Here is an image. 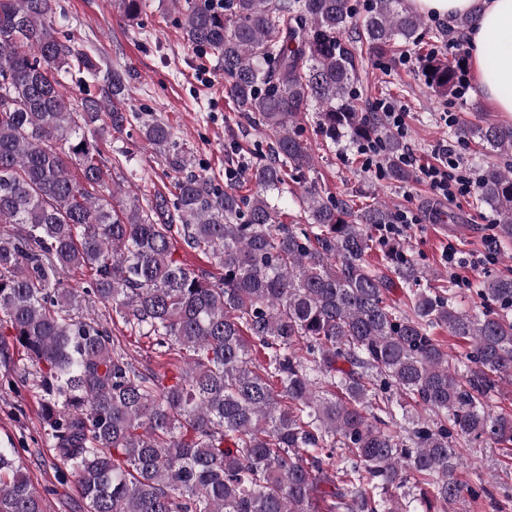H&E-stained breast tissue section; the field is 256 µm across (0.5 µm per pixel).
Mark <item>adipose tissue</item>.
I'll list each match as a JSON object with an SVG mask.
<instances>
[{
	"label": "adipose tissue",
	"instance_id": "obj_1",
	"mask_svg": "<svg viewBox=\"0 0 512 512\" xmlns=\"http://www.w3.org/2000/svg\"><path fill=\"white\" fill-rule=\"evenodd\" d=\"M421 14L451 20L473 16L468 30L472 70L500 112L512 114V0H410Z\"/></svg>",
	"mask_w": 512,
	"mask_h": 512
}]
</instances>
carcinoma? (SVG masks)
Instances as JSON below:
<instances>
[{
  "mask_svg": "<svg viewBox=\"0 0 512 512\" xmlns=\"http://www.w3.org/2000/svg\"><path fill=\"white\" fill-rule=\"evenodd\" d=\"M118 7L136 19L149 3ZM181 16L188 44L221 59L245 120L269 133L245 194L191 171L168 123L129 111V71L75 35L59 0H0V224L12 225L0 232V360L13 345L35 367L45 435L87 512H448L486 492L479 474L459 479V445L512 447V415L491 406L512 376V276L483 282L477 314L402 243L374 236L394 221L385 205L355 211L313 181L297 222L280 223L274 203L286 178L315 169L303 121L332 144L382 142L390 179L413 177L399 138L354 105L356 51L428 46L424 17L408 0H368L361 21L351 0H185ZM419 58L426 85L456 90L466 55ZM134 121L173 191L126 202V151L107 161L100 141ZM456 134L512 150V125L483 116ZM477 177L512 241V162ZM375 246L379 267L365 260ZM181 248L210 256L219 279ZM71 270L83 287L64 281ZM86 296L187 369L137 368ZM438 326L469 342L465 370ZM0 512H43L2 444Z\"/></svg>",
  "mask_w": 512,
  "mask_h": 512,
  "instance_id": "cac0c4a2",
  "label": "carcinoma"
}]
</instances>
